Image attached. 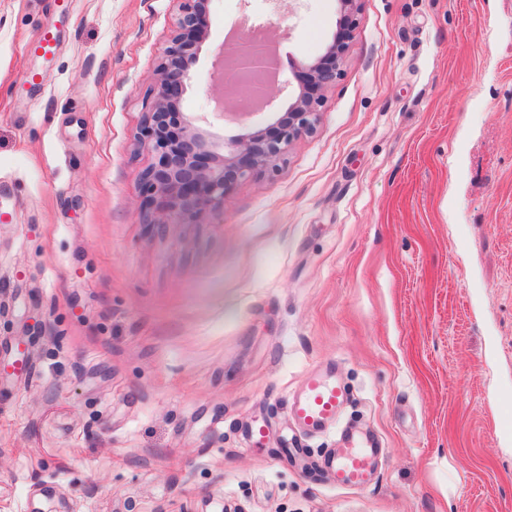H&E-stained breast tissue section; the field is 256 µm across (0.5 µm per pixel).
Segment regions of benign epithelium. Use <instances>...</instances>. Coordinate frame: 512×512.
Segmentation results:
<instances>
[{
  "mask_svg": "<svg viewBox=\"0 0 512 512\" xmlns=\"http://www.w3.org/2000/svg\"><path fill=\"white\" fill-rule=\"evenodd\" d=\"M177 2L174 34L163 49L156 72V94L138 133L139 141L157 158L145 171L142 184L152 224H182L187 215H218L225 195L237 181L257 171L276 170L295 140L316 132L323 90L341 75L361 4V0H337V32L321 56L291 63V81H279L272 46L265 37L256 35L246 45L224 44L215 84V102L221 112H235L230 106L231 91L247 74L272 75L271 81L253 87L252 96L259 109L272 106L284 87L297 82L287 108L266 132L224 141L206 137L194 119L180 111L182 96L192 79L194 49L206 36L210 0Z\"/></svg>",
  "mask_w": 512,
  "mask_h": 512,
  "instance_id": "benign-epithelium-1",
  "label": "benign epithelium"
}]
</instances>
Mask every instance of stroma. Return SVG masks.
Instances as JSON below:
<instances>
[{"label": "stroma", "instance_id": "1", "mask_svg": "<svg viewBox=\"0 0 512 512\" xmlns=\"http://www.w3.org/2000/svg\"><path fill=\"white\" fill-rule=\"evenodd\" d=\"M276 9L208 4L181 109L214 137L288 105L219 113L227 38L277 22L285 78L339 17ZM177 14L0 0V512H512V0H362L316 133L218 218L146 225ZM325 364L385 449L363 488L288 415Z\"/></svg>", "mask_w": 512, "mask_h": 512}]
</instances>
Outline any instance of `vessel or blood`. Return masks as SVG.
Segmentation results:
<instances>
[{
	"instance_id": "1",
	"label": "vessel or blood",
	"mask_w": 512,
	"mask_h": 512,
	"mask_svg": "<svg viewBox=\"0 0 512 512\" xmlns=\"http://www.w3.org/2000/svg\"><path fill=\"white\" fill-rule=\"evenodd\" d=\"M335 367L322 366L305 372L298 393L289 404V415L306 434L333 427L347 400L344 386L335 378ZM340 444L331 449L325 468L340 487L361 488L371 483L380 450L377 444L343 431Z\"/></svg>"
}]
</instances>
